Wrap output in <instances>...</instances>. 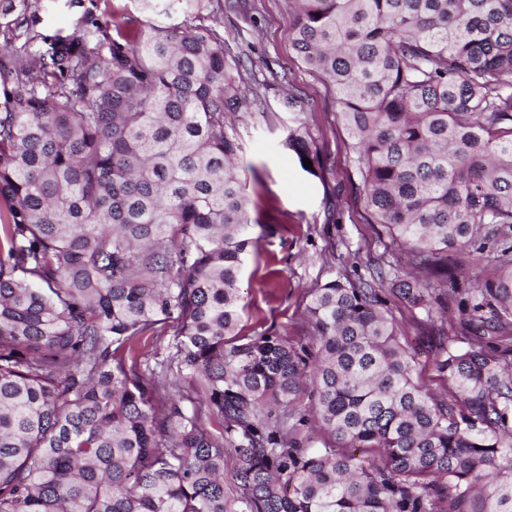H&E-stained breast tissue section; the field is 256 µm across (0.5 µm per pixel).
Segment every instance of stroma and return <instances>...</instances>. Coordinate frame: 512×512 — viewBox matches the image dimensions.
I'll use <instances>...</instances> for the list:
<instances>
[{
	"label": "stroma",
	"mask_w": 512,
	"mask_h": 512,
	"mask_svg": "<svg viewBox=\"0 0 512 512\" xmlns=\"http://www.w3.org/2000/svg\"><path fill=\"white\" fill-rule=\"evenodd\" d=\"M165 3L154 0L147 10L140 0H14L13 10L0 14V90L12 86L21 67L46 52L51 39H76L96 26L112 37L118 21L142 30L185 23L184 15L165 16ZM198 22L219 30L231 54L250 56L255 78L268 83L264 110L241 112L232 120L242 145L246 192L258 205V222L250 229L253 243L239 276V335L269 330L293 345L307 344L311 333L303 313L311 289L367 275L373 258L381 255L435 286L441 297L428 314L395 297L390 285L382 287L402 340L415 354L420 381L449 396L435 367L436 344L442 336L459 348L491 342L488 334L463 335L459 302L475 280L494 273V265L477 267L468 252H449L454 278L445 282L437 268L420 264L405 243L367 223L336 96L298 59L288 38L287 0H243L234 10L222 0H207ZM284 73L289 83L281 82ZM291 91L305 99L306 111H281L280 100ZM299 124L313 136L315 162L309 172L284 144L288 129Z\"/></svg>",
	"instance_id": "35a3bbf8"
}]
</instances>
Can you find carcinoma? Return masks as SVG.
I'll return each mask as SVG.
<instances>
[{"instance_id":"1","label":"carcinoma","mask_w":512,"mask_h":512,"mask_svg":"<svg viewBox=\"0 0 512 512\" xmlns=\"http://www.w3.org/2000/svg\"><path fill=\"white\" fill-rule=\"evenodd\" d=\"M294 4L371 223L430 265L496 245L464 325L512 335V0ZM39 63L0 110V512H512L511 347H441L436 398L373 274L312 291L310 345L237 335L252 219L228 116L266 85L242 90L218 30L118 24ZM285 144L312 159L307 128ZM159 325L174 353L141 373ZM304 397L334 442L302 434Z\"/></svg>"}]
</instances>
